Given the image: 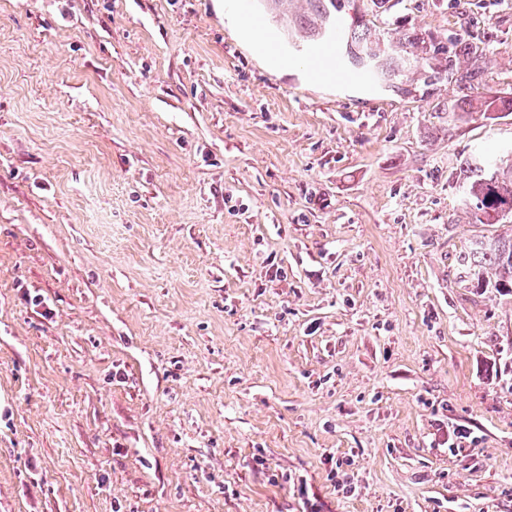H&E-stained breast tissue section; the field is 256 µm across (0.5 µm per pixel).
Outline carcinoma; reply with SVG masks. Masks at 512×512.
<instances>
[{
	"label": "carcinoma",
	"instance_id": "carcinoma-1",
	"mask_svg": "<svg viewBox=\"0 0 512 512\" xmlns=\"http://www.w3.org/2000/svg\"><path fill=\"white\" fill-rule=\"evenodd\" d=\"M365 66L386 80L404 69L402 58H384L375 53ZM465 165L463 202L477 211L479 222L497 224L505 213L512 214V148L495 156L477 152L466 159ZM459 263L479 280L489 268L493 271V287L512 288V238L477 240L460 255Z\"/></svg>",
	"mask_w": 512,
	"mask_h": 512
}]
</instances>
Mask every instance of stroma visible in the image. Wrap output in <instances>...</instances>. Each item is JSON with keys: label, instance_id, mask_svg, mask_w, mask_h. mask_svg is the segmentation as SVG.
<instances>
[{"label": "stroma", "instance_id": "stroma-1", "mask_svg": "<svg viewBox=\"0 0 512 512\" xmlns=\"http://www.w3.org/2000/svg\"><path fill=\"white\" fill-rule=\"evenodd\" d=\"M320 11L422 66L312 83ZM276 12L0 0V512H512V0ZM465 165L463 202L477 211L479 222L498 224L506 212L512 214V148L495 156L477 152ZM463 267L482 280L486 266L493 271L494 288H512V238L476 240L470 250L459 257Z\"/></svg>", "mask_w": 512, "mask_h": 512}]
</instances>
